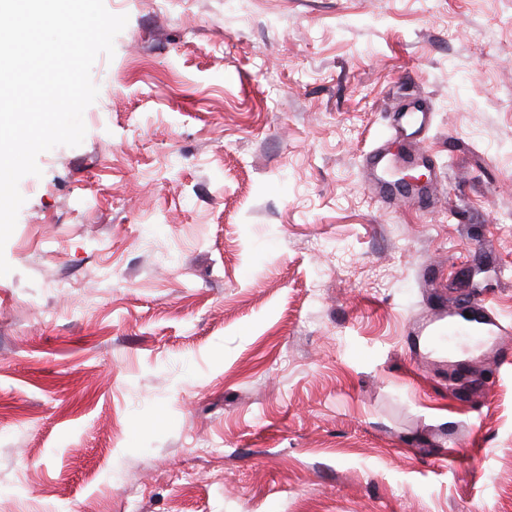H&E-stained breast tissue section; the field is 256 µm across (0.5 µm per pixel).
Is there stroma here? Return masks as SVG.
Instances as JSON below:
<instances>
[{
	"mask_svg": "<svg viewBox=\"0 0 512 512\" xmlns=\"http://www.w3.org/2000/svg\"><path fill=\"white\" fill-rule=\"evenodd\" d=\"M104 3L0 250V512H512V363L429 342L512 330V0ZM470 304L475 308L472 310V316L470 319L485 326L486 328H483V333L487 329L486 332L488 336L493 330L492 327L497 328V335L503 336L501 337V345H504L506 340L510 339V332L499 327L496 322L497 315L493 312L492 308L485 302L478 300L471 301Z\"/></svg>",
	"mask_w": 512,
	"mask_h": 512,
	"instance_id": "35a3bbf8",
	"label": "stroma"
}]
</instances>
